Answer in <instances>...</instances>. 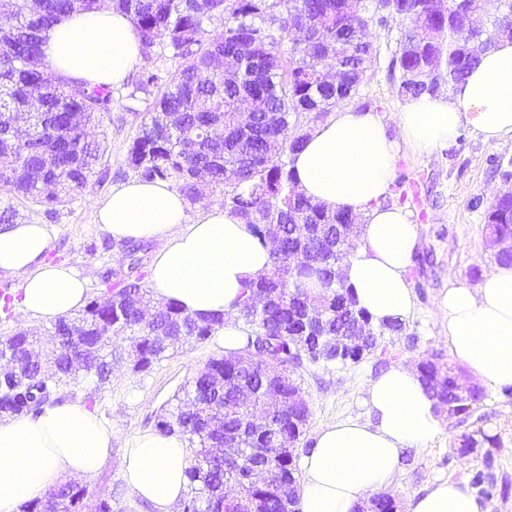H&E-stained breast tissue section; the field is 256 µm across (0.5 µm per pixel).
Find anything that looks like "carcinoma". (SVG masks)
<instances>
[{"label":"carcinoma","instance_id":"1","mask_svg":"<svg viewBox=\"0 0 512 512\" xmlns=\"http://www.w3.org/2000/svg\"><path fill=\"white\" fill-rule=\"evenodd\" d=\"M104 2L0 3L11 20L0 27V154L10 159V165L0 168V197L6 199L0 207L1 224L19 218L15 199L56 218L57 207L82 192L103 164V143L89 136L88 128L100 125L111 112L112 88L53 70L45 63L42 45L70 14L94 12ZM434 2L383 0L372 18L359 6L361 0H110L137 27L146 60L158 51L164 60L176 63L174 68H145L131 81L132 99L161 83L165 90L132 137L127 167L144 182L176 181L191 204L215 192L224 194V207L263 245L269 244V235L280 244V250H270V270L247 285L251 293L267 292L268 308L256 315L250 297L240 301L237 310L247 326L242 347L209 360L212 370L224 374V387L212 393L211 381L201 370L157 417L156 430L181 436L192 454L182 512H241L239 501L224 499V483L237 473L216 449L224 447L225 433L236 431L262 407L260 398L268 385L279 395L267 404L275 424L252 431L242 447L264 449L260 462L274 467L280 481L247 483L241 499L255 512H298V454L288 446V436L305 434L308 409L291 404L297 383L284 374L271 378L267 372L274 367L284 371L302 361L321 363L327 343L354 321L363 322L376 342L386 330L404 331L405 323L398 320L373 324L344 280L325 278L336 225L348 224L351 218L344 210L294 194L293 156L307 137L298 129L302 115L313 112L321 117L359 93L376 55L367 37L369 22L385 27L397 21L403 27L391 70L399 72L397 93L405 98L437 94L431 78L437 70H446L451 89L478 64L481 52L471 51L468 44L469 16L487 18L485 51L500 41L503 26H512V0H445L442 10ZM215 19L224 22V33L209 39L206 26ZM303 24L309 35L300 41L292 33ZM226 57L246 60L235 79L224 80L217 73ZM243 106L253 112L254 126L247 131L239 126ZM485 221L488 234L512 235L511 193L494 198ZM303 224L321 233L313 263H297L290 256L299 245ZM122 278L125 288L111 303L91 298L76 314L55 320L44 339L51 353L75 337L98 346L84 375L97 386L110 380L116 341L139 373L168 357L172 347L163 337L187 336L203 343L224 326L220 314L197 317L175 302H156L135 258ZM301 282L318 283L321 289L300 288ZM315 305L322 307L324 326L298 346L289 339V323ZM144 307L155 309L151 318L139 315ZM247 350L254 364L244 375L236 359ZM437 359L433 354L423 359L419 376L440 411L448 404L460 369L449 364L442 370ZM68 385L63 355H58L52 374L39 361H28L0 380V409L36 418L49 402H63L62 388ZM483 399L478 391L458 403L454 418L466 423ZM210 409L224 411V428H208L205 417ZM492 441L477 430L462 437L461 447L473 451ZM86 495V488L64 483L28 503L25 512H78Z\"/></svg>","mask_w":512,"mask_h":512}]
</instances>
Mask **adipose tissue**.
<instances>
[{"instance_id": "1", "label": "adipose tissue", "mask_w": 512, "mask_h": 512, "mask_svg": "<svg viewBox=\"0 0 512 512\" xmlns=\"http://www.w3.org/2000/svg\"><path fill=\"white\" fill-rule=\"evenodd\" d=\"M42 50L53 70L116 87L140 62L141 39L130 17L106 5L63 20ZM395 120L394 138L374 113L340 108L308 135L294 160L300 192L361 220V246L344 276L379 324L405 318L414 306L405 272L417 228L406 211L382 204L399 149L429 154L452 145L466 122L487 141L512 135V42L484 52L448 95L410 100ZM187 207L168 183L132 178L113 187L93 219L118 241L160 240L148 276L154 298L177 302L193 316L223 314L224 347L238 349L243 331L235 303L245 281L269 270V251L223 205L210 204L192 223ZM50 241L44 224L0 225V273L17 280L18 303L37 324L74 314L90 292L74 268L49 260ZM438 308L447 318L451 356L486 387H512V266L492 267L477 287H450ZM365 393L371 421L348 418L318 431L302 463L299 512H351L391 484L404 448L423 447L440 434L434 402L411 367L381 372ZM118 438L79 400L45 406L34 419L0 420V512H20L62 477H92L111 461ZM189 465L182 438L151 430L130 441L121 459L128 490L153 512H173L187 491ZM412 512L493 507L464 483L447 480L416 499Z\"/></svg>"}]
</instances>
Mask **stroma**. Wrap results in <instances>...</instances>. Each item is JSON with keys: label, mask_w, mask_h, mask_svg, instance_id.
<instances>
[{"label": "stroma", "mask_w": 512, "mask_h": 512, "mask_svg": "<svg viewBox=\"0 0 512 512\" xmlns=\"http://www.w3.org/2000/svg\"><path fill=\"white\" fill-rule=\"evenodd\" d=\"M369 34L377 55L358 95L347 105L368 108L392 131L396 128L395 115L405 105L388 71L399 46L401 27L395 22L384 28L373 25ZM113 98L112 111L100 126L106 136L107 177L93 178L78 199L60 207L54 221H47L40 210L27 212L37 222L48 223L50 258L81 272L95 297L103 292L102 272L108 268L117 273L126 271L127 259L117 242L109 251H101L106 234L93 223L92 213L113 187L132 178L125 164L127 150L154 102L150 95L129 98L123 87L115 88ZM494 158L512 171V137L487 142L468 124L462 126L453 145L438 147L432 154L400 152L394 175L403 184L389 187L385 203L404 208L417 226L418 245L406 269L414 307L403 333L384 334L380 352L355 364H307L290 373V380L301 386L310 411L306 433L298 445L299 455H306L316 433L326 424L347 418L371 421L364 403L369 378L398 364L418 366L431 353H447V321L438 310L439 299L452 285L477 286L482 273L496 263L486 241L484 210L485 203L505 188L501 176L490 170L489 162ZM476 198L483 200V207H472ZM223 352L218 337L203 343L187 340L150 371L135 373L125 362L116 361L109 382L100 389H91L80 380L67 386V399L92 400L93 411L122 435L112 445L111 462L82 482L88 491L84 512H93L94 500L103 491L112 494V512H151L124 483L121 458L125 442L153 429L155 417L180 388L210 358ZM479 412V418L460 426L442 419V431L433 442L402 451L401 466L391 485L392 494L398 498V512H411L414 499L434 481L449 478L467 482L484 467L494 478L489 496L494 512H512V396L500 389L485 390ZM475 429L492 436V443L473 453L459 454L460 434Z\"/></svg>", "instance_id": "1"}]
</instances>
